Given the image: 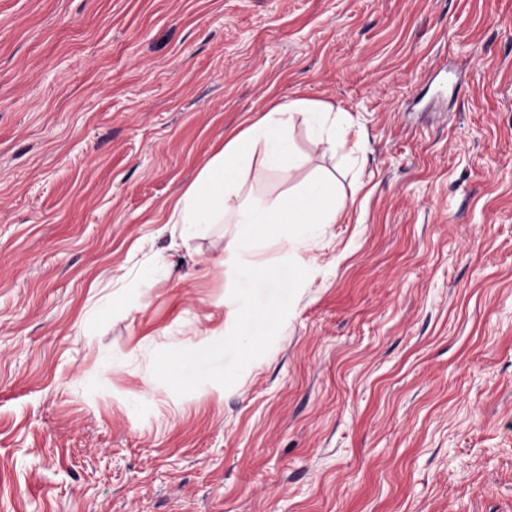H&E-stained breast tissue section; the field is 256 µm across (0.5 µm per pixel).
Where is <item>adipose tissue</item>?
Returning a JSON list of instances; mask_svg holds the SVG:
<instances>
[{
    "label": "adipose tissue",
    "instance_id": "adipose-tissue-1",
    "mask_svg": "<svg viewBox=\"0 0 512 512\" xmlns=\"http://www.w3.org/2000/svg\"><path fill=\"white\" fill-rule=\"evenodd\" d=\"M298 117L311 124L314 143L323 152L332 153L339 148L336 139V127L341 122L339 112L301 98L273 104L201 167L175 201L168 218L172 225L247 226L255 236L253 244L246 246L241 256L248 277L253 274L255 246L272 243L267 235L271 226L299 225L306 236L313 237L323 225L336 223L347 205L345 198L336 192L335 180L327 177L270 202L246 192V173L255 151H263L264 163L284 174L304 164V156L294 152L288 143V132Z\"/></svg>",
    "mask_w": 512,
    "mask_h": 512
}]
</instances>
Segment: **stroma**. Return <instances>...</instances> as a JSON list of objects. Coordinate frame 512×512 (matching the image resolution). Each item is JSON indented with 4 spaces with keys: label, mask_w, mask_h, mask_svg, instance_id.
Here are the masks:
<instances>
[{
    "label": "stroma",
    "mask_w": 512,
    "mask_h": 512,
    "mask_svg": "<svg viewBox=\"0 0 512 512\" xmlns=\"http://www.w3.org/2000/svg\"><path fill=\"white\" fill-rule=\"evenodd\" d=\"M297 96L337 223L172 243ZM0 512H512V0H0Z\"/></svg>",
    "instance_id": "obj_1"
}]
</instances>
